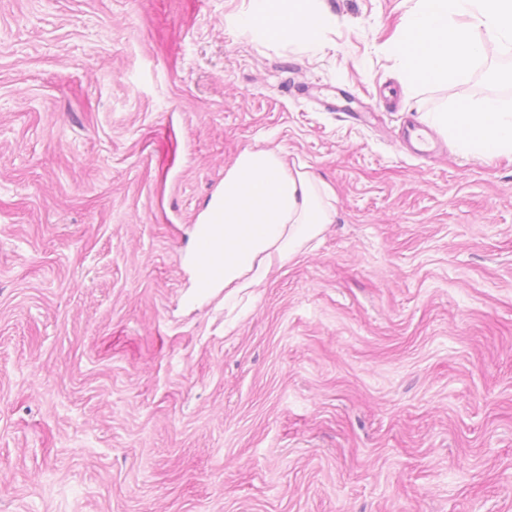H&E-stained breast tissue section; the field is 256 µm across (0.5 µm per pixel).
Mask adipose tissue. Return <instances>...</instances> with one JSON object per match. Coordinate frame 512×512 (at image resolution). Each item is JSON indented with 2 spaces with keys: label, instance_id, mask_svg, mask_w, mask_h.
Segmentation results:
<instances>
[{
  "label": "adipose tissue",
  "instance_id": "obj_1",
  "mask_svg": "<svg viewBox=\"0 0 512 512\" xmlns=\"http://www.w3.org/2000/svg\"><path fill=\"white\" fill-rule=\"evenodd\" d=\"M319 0H250L235 25L271 42L300 41L313 48L328 17ZM512 47V0H414L394 44L405 84H442L466 75L483 53L479 32ZM424 120L464 153L480 158L512 155V109L489 100L426 113ZM328 185L288 166L281 152H242L212 195L199 221L222 224L212 250L224 260L219 281L227 299L259 287L271 268L285 264L317 240L335 219Z\"/></svg>",
  "mask_w": 512,
  "mask_h": 512
}]
</instances>
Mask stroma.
<instances>
[{"label":"stroma","mask_w":512,"mask_h":512,"mask_svg":"<svg viewBox=\"0 0 512 512\" xmlns=\"http://www.w3.org/2000/svg\"><path fill=\"white\" fill-rule=\"evenodd\" d=\"M247 5L0 0V512H512V157L403 143L512 51L408 93V0ZM255 146L336 219L236 318L189 247ZM274 0H250L247 10L236 16L234 23L243 31L255 30L271 42L300 41L315 48L328 16L319 8V0H286L288 6L275 10Z\"/></svg>","instance_id":"35a3bbf8"}]
</instances>
